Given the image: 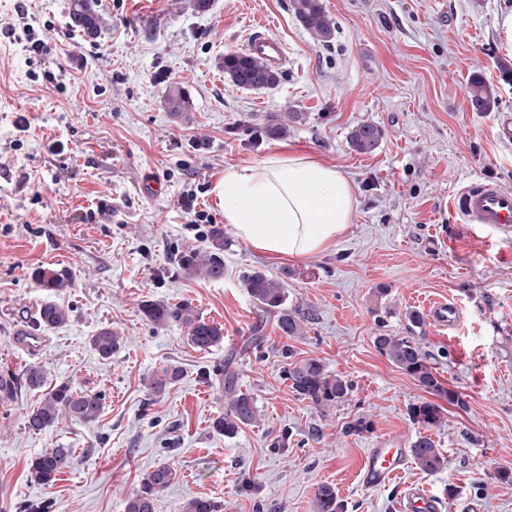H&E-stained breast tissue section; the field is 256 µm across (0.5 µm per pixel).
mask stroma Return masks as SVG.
Wrapping results in <instances>:
<instances>
[{
  "label": "stroma",
  "mask_w": 512,
  "mask_h": 512,
  "mask_svg": "<svg viewBox=\"0 0 512 512\" xmlns=\"http://www.w3.org/2000/svg\"><path fill=\"white\" fill-rule=\"evenodd\" d=\"M71 0H0V374L42 365L48 384L67 380L101 392L92 423L35 433L26 416L38 395L0 400V512L53 503V512H124L130 492L161 464L176 471L156 512H181L190 496L221 512H314L318 485H332L343 512H398L405 487L426 485L444 512H512V233L467 223L450 206L475 179L512 191V143L498 125L512 115V53L500 22L512 0H323L336 37L317 43L290 0H100L97 39L75 32ZM286 46L281 81L242 90L224 77L225 53L245 50L256 20ZM50 51L31 48L24 29ZM488 82L496 104L474 111L469 89ZM191 109L167 111L172 83ZM299 113L285 139L265 127ZM362 123L383 138L370 154L347 137ZM321 158L354 184L353 222L328 251L273 261L224 222V172L282 147ZM195 197L210 221L194 223L179 201ZM222 226L224 277H186L177 258L204 248ZM68 268L67 292L45 291L31 273ZM287 275L288 303L313 311L304 335L259 322L243 286L250 272ZM458 303L448 329L430 302ZM191 303L221 325L224 341L193 348L178 325L160 329L141 313L149 300ZM52 301L71 311L29 353L19 336L31 311ZM422 324H413L412 313ZM262 338L253 341L255 323ZM125 343L102 359L89 339L103 326ZM412 337L462 405L444 408L429 435L448 459L428 474L415 464L388 486L364 488L367 448L391 437L410 447L419 428L408 409L427 394L373 344ZM321 360L350 381L346 400L320 410L285 376L284 351ZM175 364L181 379L150 399L146 380ZM230 367L258 417L237 435L213 420L226 399L212 372ZM365 429L354 430L357 421ZM52 448L73 467L49 486L28 464Z\"/></svg>",
  "instance_id": "35a3bbf8"
}]
</instances>
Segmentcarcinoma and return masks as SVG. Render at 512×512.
Returning <instances> with one entry per match:
<instances>
[{"instance_id": "obj_1", "label": "carcinoma", "mask_w": 512, "mask_h": 512, "mask_svg": "<svg viewBox=\"0 0 512 512\" xmlns=\"http://www.w3.org/2000/svg\"><path fill=\"white\" fill-rule=\"evenodd\" d=\"M296 19L318 43H330L336 36V27L322 0H291ZM72 26L82 30L91 39L98 36L103 22L99 9V0H72L70 12ZM224 77L234 86L251 91L275 88L280 82L278 71L269 68L264 61L247 51H236L224 55L222 61ZM472 107L477 112H488L493 108L495 97L489 85L482 81L472 84L470 90ZM165 105L167 111L183 116L191 108L190 100L177 84L169 87ZM298 113L288 112L283 119L267 127V135L273 139L288 136V123L295 122ZM383 137L380 127L363 123L357 125L348 136L352 150L360 154H369L378 146ZM179 268L192 278L217 281L224 278V230L216 226L212 229L208 246L191 249L180 254ZM33 278L39 287L59 293L71 287L72 275L65 268H37ZM288 272L283 276H269L255 271L243 278V286L257 307L260 316H273L276 326L283 335L293 338L303 335L305 327L313 320V313L299 306H288ZM145 319L157 328L179 324L187 329L189 344L199 351L209 352L224 341V328L206 321L197 309L186 302L170 304L163 300L147 301L141 306ZM70 310L53 302L41 306L37 326L53 329L66 324ZM122 343L120 333L110 326L101 327L91 336L90 345L102 359L112 358ZM377 351L392 364L412 377L427 393L443 396L452 405H461L460 395L443 386L434 367L430 366L426 354L418 343L409 336H393L379 333L374 336ZM292 354L284 353L289 360L285 368V379L289 387L302 399L313 405L328 409L346 399L352 389L347 380L331 375L318 359L291 360ZM182 376L177 365H167L154 373L147 382L149 396L164 395ZM215 376L224 384V393L228 402L224 414L214 419L213 429L230 437L241 426L256 420L257 411L253 397L238 390L232 373L224 369L215 370ZM45 370L39 365L27 368L23 382L32 390L42 388ZM104 407V397L97 392L78 391L70 382L61 381L46 392L39 404L28 414V429L33 432L56 427L69 422L89 423L99 418ZM409 416L413 423L426 430L441 425L442 407L434 402L420 401L410 406ZM410 453L415 465L423 472L437 473L445 467L447 460L436 448L433 440L426 435H418L413 441ZM74 453L69 448L46 450L31 460L30 480L48 485L57 476L72 467ZM175 470L166 464L157 466L145 474L139 489L126 500L125 512H155V496L166 489L175 479ZM183 512H218L214 501L192 497L183 506ZM314 512H342V505L336 496V490L328 485H320L314 498Z\"/></svg>"}]
</instances>
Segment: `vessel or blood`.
<instances>
[{
  "label": "vessel or blood",
  "mask_w": 512,
  "mask_h": 512,
  "mask_svg": "<svg viewBox=\"0 0 512 512\" xmlns=\"http://www.w3.org/2000/svg\"><path fill=\"white\" fill-rule=\"evenodd\" d=\"M248 50L275 67L286 62L285 44L268 31L255 33ZM451 207L474 223L488 224L504 231L512 229V191L497 183L478 181L462 187L454 194ZM407 463L408 453L401 444L391 439L380 440L365 452L359 470L360 481L368 489L387 485L403 473ZM441 509V500L421 485L408 487L400 503V512H441Z\"/></svg>",
  "instance_id": "obj_1"
}]
</instances>
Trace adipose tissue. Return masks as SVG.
I'll return each mask as SVG.
<instances>
[{
	"label": "adipose tissue",
	"instance_id": "ef3b65f1",
	"mask_svg": "<svg viewBox=\"0 0 512 512\" xmlns=\"http://www.w3.org/2000/svg\"><path fill=\"white\" fill-rule=\"evenodd\" d=\"M355 189L336 167L285 150L224 173V221L257 252L306 259L349 228Z\"/></svg>",
	"mask_w": 512,
	"mask_h": 512
}]
</instances>
